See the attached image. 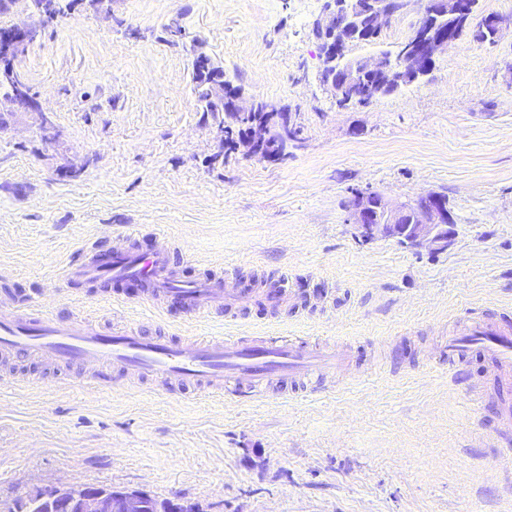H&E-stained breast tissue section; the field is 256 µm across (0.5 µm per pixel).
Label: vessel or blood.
I'll return each mask as SVG.
<instances>
[{
  "instance_id": "b4317fda",
  "label": "vessel or blood",
  "mask_w": 512,
  "mask_h": 512,
  "mask_svg": "<svg viewBox=\"0 0 512 512\" xmlns=\"http://www.w3.org/2000/svg\"><path fill=\"white\" fill-rule=\"evenodd\" d=\"M135 237L132 231L124 234L106 265L94 249L83 250L64 268L63 280L137 281L149 307L177 300L195 318L237 303L232 277L180 278L170 267L169 242L139 251L131 246ZM475 346L489 357L501 381L512 379V322L476 316L449 329V358L464 357ZM0 354L81 366L89 370L90 382L103 389L119 373L127 390L151 383L164 394L191 389L240 401L258 399L279 378L299 381L312 393L324 391L323 377L348 369L351 362L345 349L285 336H147L128 325L105 330L85 318L53 316L29 295L0 309Z\"/></svg>"
}]
</instances>
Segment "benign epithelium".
<instances>
[{
    "label": "benign epithelium",
    "mask_w": 512,
    "mask_h": 512,
    "mask_svg": "<svg viewBox=\"0 0 512 512\" xmlns=\"http://www.w3.org/2000/svg\"><path fill=\"white\" fill-rule=\"evenodd\" d=\"M418 24L410 43L395 49L394 60L384 57L350 56L354 36L367 23L377 32L384 31L392 21L407 13L412 0H327L322 15L315 21L321 57L320 83L335 100L346 107L357 103L348 94L359 71H367L376 79V88L366 92L363 103L383 95L389 86L406 85V77L417 82L426 78L437 54L453 43L440 34L437 21L451 16L458 21L470 14L471 0H417ZM33 26L12 25L3 34L0 44L10 45L23 53L37 38ZM194 71L203 75L208 85L209 101L225 115L232 117L258 110L267 113L264 120L246 128L238 147L250 157L266 155V160H279L272 152L275 145L288 150L292 139V113L286 106L259 101L244 89L234 86L224 76L211 72L209 63L194 59ZM35 113L43 139L54 143L59 133L38 107L36 98L20 94L0 104V114ZM347 223L362 243L378 238H395L415 249L444 251L453 238L454 218L448 202L436 194H421L407 201H391L369 188L352 193L347 209ZM45 512H198V508L180 497L167 498L155 504L153 495L143 489L125 487L82 486L59 484L40 489Z\"/></svg>",
    "instance_id": "1"
}]
</instances>
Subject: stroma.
Here are the masks:
<instances>
[{"label":"stroma","instance_id":"stroma-1","mask_svg":"<svg viewBox=\"0 0 512 512\" xmlns=\"http://www.w3.org/2000/svg\"><path fill=\"white\" fill-rule=\"evenodd\" d=\"M324 0H112L44 25L17 68L60 137L24 116L0 128V306L37 292L61 318L148 336L264 335L351 349L355 373L313 399L286 382L253 403L151 384L82 383L76 369L0 356V499L57 483L175 495L201 512H512V388L481 349L448 376V329L512 320V29L464 36L423 81L337 107L320 84ZM183 36H161L170 23ZM292 110L302 146L269 162L225 151L199 111L193 60ZM77 166L78 174L66 169ZM355 188L443 195L447 250L418 252L347 224ZM173 242L186 278L229 275L246 298L188 319L122 307L61 280L128 226ZM284 302L266 303L270 284Z\"/></svg>","mask_w":512,"mask_h":512}]
</instances>
